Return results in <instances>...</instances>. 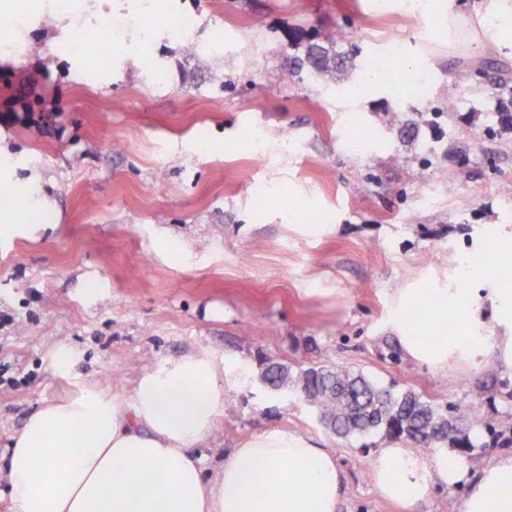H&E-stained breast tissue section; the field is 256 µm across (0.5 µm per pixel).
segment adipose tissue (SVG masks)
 <instances>
[{"instance_id":"adipose-tissue-1","label":"adipose tissue","mask_w":512,"mask_h":512,"mask_svg":"<svg viewBox=\"0 0 512 512\" xmlns=\"http://www.w3.org/2000/svg\"><path fill=\"white\" fill-rule=\"evenodd\" d=\"M512 35V0H463L448 11V32L470 23ZM423 298L432 320L459 318L460 332L425 331L407 316ZM490 307L499 334L477 333ZM388 329L405 357L434 370L464 361L512 373V282L465 301L444 288H403ZM225 357L197 346L145 368L128 399L85 384L31 414L0 454L13 512H337L344 474L335 454L311 438L268 428L240 441L216 470L197 454L224 413L227 386L242 383ZM382 496L409 512L432 483L466 485L460 512H512V451L478 473L456 456L425 459L389 445L371 459Z\"/></svg>"}]
</instances>
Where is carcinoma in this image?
<instances>
[{"mask_svg":"<svg viewBox=\"0 0 512 512\" xmlns=\"http://www.w3.org/2000/svg\"><path fill=\"white\" fill-rule=\"evenodd\" d=\"M317 38L319 42L308 48L306 62L317 75L333 80L343 69L342 58L329 53L335 36L320 32ZM261 378L271 390L291 393L307 403L329 431L346 440L379 435L424 449L450 444L470 448V434L475 432L492 444L502 438L512 444V389L506 382L502 384L506 404L490 424L476 407L460 416L453 403L442 408L413 391L399 392L392 384H379L351 369L320 365L294 372L288 365L270 363Z\"/></svg>","mask_w":512,"mask_h":512,"instance_id":"obj_1","label":"carcinoma"}]
</instances>
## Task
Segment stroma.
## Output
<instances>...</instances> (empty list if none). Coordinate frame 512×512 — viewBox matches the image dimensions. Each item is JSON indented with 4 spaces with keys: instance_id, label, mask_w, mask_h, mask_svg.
<instances>
[{
    "instance_id": "35a3bbf8",
    "label": "stroma",
    "mask_w": 512,
    "mask_h": 512,
    "mask_svg": "<svg viewBox=\"0 0 512 512\" xmlns=\"http://www.w3.org/2000/svg\"><path fill=\"white\" fill-rule=\"evenodd\" d=\"M74 0L0 14V449L73 389L46 357L81 353L82 379L129 397L152 362L202 343L244 374L202 449L206 468L260 430L335 451L338 512H402L359 442L328 433L298 398L270 392L267 363L348 366L438 402L479 407L508 374L392 361L399 288L465 287L459 260L512 232V137L498 133L497 70L512 39L448 41L458 0ZM136 30L110 64L72 21ZM190 19L181 40L170 16ZM352 64L336 81L296 70L316 32ZM222 41L220 55L203 48ZM431 76L426 99L396 85ZM432 195L420 205L423 195Z\"/></svg>"
}]
</instances>
